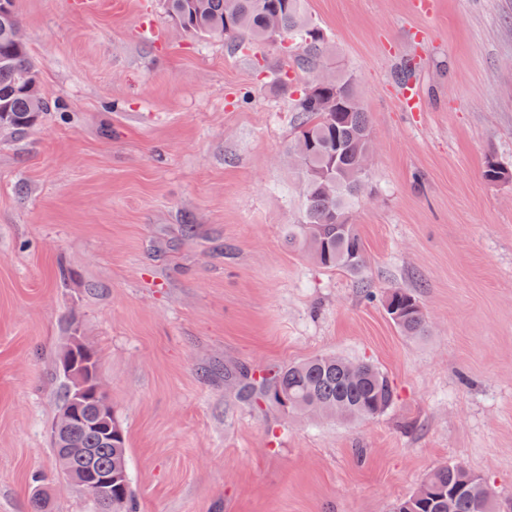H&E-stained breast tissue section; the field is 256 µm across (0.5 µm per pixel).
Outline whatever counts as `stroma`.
I'll use <instances>...</instances> for the list:
<instances>
[{
	"instance_id": "stroma-1",
	"label": "stroma",
	"mask_w": 512,
	"mask_h": 512,
	"mask_svg": "<svg viewBox=\"0 0 512 512\" xmlns=\"http://www.w3.org/2000/svg\"><path fill=\"white\" fill-rule=\"evenodd\" d=\"M73 2L15 0L50 109L0 132V512L39 483L52 512H95L51 436L74 333L100 356L137 512H393L458 461L512 512V0H308L319 74L352 75L371 122L355 276L284 240L308 82L286 46L230 50L164 0ZM491 159L509 179L486 180ZM393 288L427 336L397 331ZM319 354L374 363L394 405L310 420L224 380ZM383 303L390 319L403 336L419 338L426 335V320L415 293L408 288H395L383 296ZM389 306L394 308L393 314Z\"/></svg>"
}]
</instances>
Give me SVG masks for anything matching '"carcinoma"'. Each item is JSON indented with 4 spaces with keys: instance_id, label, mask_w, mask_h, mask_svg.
I'll use <instances>...</instances> for the list:
<instances>
[{
    "instance_id": "carcinoma-1",
    "label": "carcinoma",
    "mask_w": 512,
    "mask_h": 512,
    "mask_svg": "<svg viewBox=\"0 0 512 512\" xmlns=\"http://www.w3.org/2000/svg\"><path fill=\"white\" fill-rule=\"evenodd\" d=\"M168 14L184 31L202 36L219 35L232 46L244 39L268 42L272 33L268 14L277 16L278 41H288L293 65L305 74L316 67L325 38L307 16V0H166ZM38 80L27 43L17 40L12 26L0 23V131L28 128L36 114L48 109L44 98L28 93L26 85ZM340 97V106L326 112L323 97ZM358 97L353 79L339 75L318 94L304 88L293 99L300 131L291 149L314 144L299 169L303 179V210L296 224L288 225L285 240L301 248L317 265L350 274L365 264V247L357 225L349 216L362 196L367 173L360 168L364 153L372 149L369 118L353 104ZM393 307L390 319L409 338L426 335V320L415 293L395 288L383 296ZM227 376L238 381L245 398L259 397L291 413L312 414L319 407L339 408L349 421L373 418L396 400V391L384 373L367 362H353L334 354H321L280 368L258 380L244 368ZM67 385H62L58 412L75 408ZM78 408V407H76ZM90 403L78 408L65 432L81 448H90L98 466L112 467V512H137L128 472L126 436L112 418V442L85 426ZM424 491L403 499L396 512H496L479 475L460 462L443 463L422 480Z\"/></svg>"
}]
</instances>
